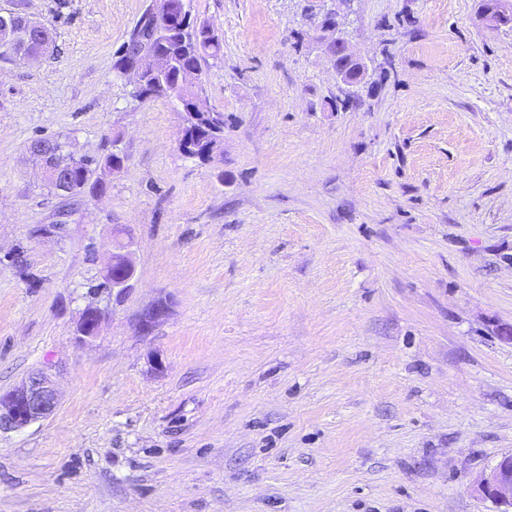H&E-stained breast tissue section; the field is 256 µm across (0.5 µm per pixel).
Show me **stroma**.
<instances>
[{"mask_svg":"<svg viewBox=\"0 0 512 512\" xmlns=\"http://www.w3.org/2000/svg\"><path fill=\"white\" fill-rule=\"evenodd\" d=\"M154 5L0 0L55 40L0 61V394L59 392L0 430V512H499L473 484L512 453V23L353 0L349 86L314 37L332 0H191L223 41L203 162L114 68ZM38 137L123 163L68 206ZM129 240L134 286L79 343ZM216 116L217 118L212 120L200 116L194 125L197 132V140L205 142L204 145H213L215 150L220 147L224 140V115L217 112ZM104 316V309L93 304L87 305L82 311L77 330V340L81 343H85L92 339L96 335L99 324L102 322ZM58 402L49 373H33L11 391L0 394V429H23L52 414Z\"/></svg>","mask_w":512,"mask_h":512,"instance_id":"35a3bbf8","label":"stroma"}]
</instances>
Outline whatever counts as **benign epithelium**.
<instances>
[{
  "label": "benign epithelium",
  "instance_id": "1",
  "mask_svg": "<svg viewBox=\"0 0 512 512\" xmlns=\"http://www.w3.org/2000/svg\"><path fill=\"white\" fill-rule=\"evenodd\" d=\"M178 32L172 24V19H155L151 30L152 39L163 40ZM321 40L326 50L336 47L346 57L354 75L343 77L349 83L357 81L364 72L360 60L352 54L346 42L332 29H323ZM160 60L158 55L135 54L123 48L117 52L115 69L127 76L130 81L137 83V90H143L142 75L156 69ZM104 277L112 283V299H121L133 288L136 277L135 266L129 256V245L119 246V251L113 253L112 262ZM105 316V310L93 305H87L80 318L77 340L85 343L92 339L99 324ZM58 405V395L54 389L50 375L41 370L31 374L11 391L0 394V429H23L30 424L48 417ZM479 495L488 498L504 507L512 509V455H504L488 467L476 485Z\"/></svg>",
  "mask_w": 512,
  "mask_h": 512
}]
</instances>
